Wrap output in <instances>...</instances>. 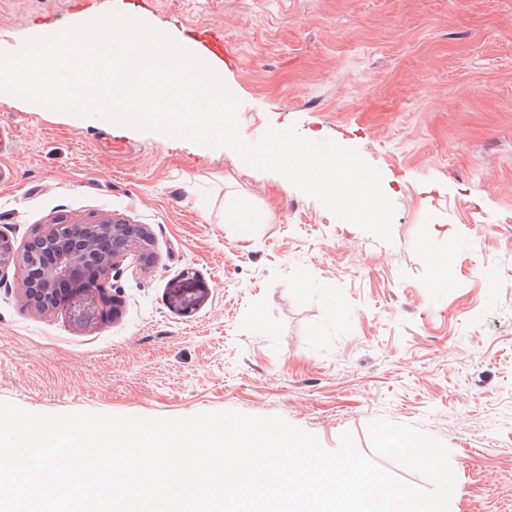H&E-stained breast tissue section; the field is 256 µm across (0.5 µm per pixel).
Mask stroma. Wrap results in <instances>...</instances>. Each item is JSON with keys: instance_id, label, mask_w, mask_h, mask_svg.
Segmentation results:
<instances>
[{"instance_id": "stroma-1", "label": "stroma", "mask_w": 512, "mask_h": 512, "mask_svg": "<svg viewBox=\"0 0 512 512\" xmlns=\"http://www.w3.org/2000/svg\"><path fill=\"white\" fill-rule=\"evenodd\" d=\"M158 31L220 27L242 138L292 128L383 176L392 243L235 151L0 95V230L143 225L151 262L46 313L0 271V401L44 414L278 416L337 450L367 425L449 449L452 512H512V0H157ZM0 0V52L91 22ZM118 139L106 144L109 130ZM452 257L437 283L434 253ZM192 278V309L172 290Z\"/></svg>"}]
</instances>
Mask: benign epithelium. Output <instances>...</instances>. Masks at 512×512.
<instances>
[{"label": "benign epithelium", "mask_w": 512, "mask_h": 512, "mask_svg": "<svg viewBox=\"0 0 512 512\" xmlns=\"http://www.w3.org/2000/svg\"><path fill=\"white\" fill-rule=\"evenodd\" d=\"M129 225L105 222L102 224H55L46 233L27 243L31 249L49 240L65 245L50 253L51 260L42 265L24 267L23 287L29 302L53 296L55 286L70 287L69 295L56 302L61 305L69 297L85 292L81 278L89 272L107 277L123 258L140 248V239L128 233Z\"/></svg>", "instance_id": "obj_1"}]
</instances>
